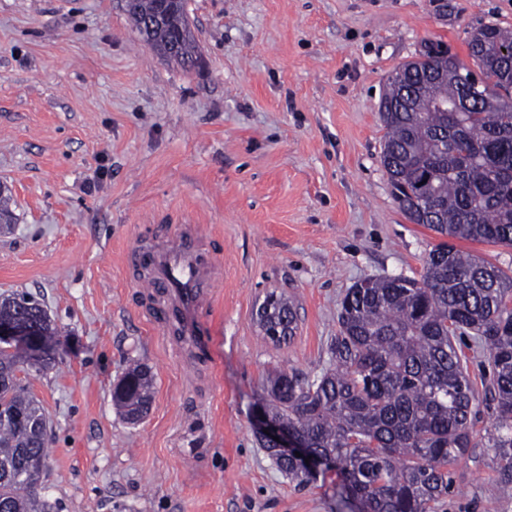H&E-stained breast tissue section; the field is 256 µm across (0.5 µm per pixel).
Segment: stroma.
<instances>
[{
	"instance_id": "stroma-1",
	"label": "stroma",
	"mask_w": 512,
	"mask_h": 512,
	"mask_svg": "<svg viewBox=\"0 0 512 512\" xmlns=\"http://www.w3.org/2000/svg\"><path fill=\"white\" fill-rule=\"evenodd\" d=\"M196 71L144 43L123 0H0V294L54 319L55 366L25 380L51 421L59 512H357L335 472L288 478L259 448L253 411L275 370L330 364L337 308L368 276H420L437 235L411 223L380 164L379 103L425 43L467 58L512 0H188ZM203 225L218 288L186 365L143 314L124 257ZM289 298L277 344L257 311ZM154 400L131 425L112 404L133 362ZM497 465L454 464L434 512H512Z\"/></svg>"
}]
</instances>
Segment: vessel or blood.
I'll return each instance as SVG.
<instances>
[{
	"label": "vessel or blood",
	"mask_w": 512,
	"mask_h": 512,
	"mask_svg": "<svg viewBox=\"0 0 512 512\" xmlns=\"http://www.w3.org/2000/svg\"><path fill=\"white\" fill-rule=\"evenodd\" d=\"M207 236L202 225L182 224L176 232L148 247H135L126 268L137 287L162 295V303L148 309L152 322L175 336L190 365L207 361L210 349L199 333V319L211 304L215 269L203 264Z\"/></svg>",
	"instance_id": "obj_1"
}]
</instances>
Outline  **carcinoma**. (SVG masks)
Returning <instances> with one entry per match:
<instances>
[{
  "mask_svg": "<svg viewBox=\"0 0 512 512\" xmlns=\"http://www.w3.org/2000/svg\"><path fill=\"white\" fill-rule=\"evenodd\" d=\"M126 10L144 40L182 66L198 61L186 0H130ZM472 71L440 43L388 79L380 112V160L394 201L414 224L442 241L420 278L386 276L353 285L340 304L332 365L309 379L281 370L256 407L295 431L326 469L342 478L362 512H432L452 489L449 467L488 448L498 461L496 488L512 493V274L460 250L456 240L512 247V31L476 28ZM266 323L296 315L281 298L264 302ZM35 324L45 343L58 328L23 295L0 296V319ZM470 334L487 351L492 379L484 399L496 420L476 438L479 400L456 340ZM27 344L0 348V512H54L45 482L50 420L18 373L48 369ZM153 398L149 368L135 364L112 388L124 419L145 417ZM279 469L304 481L264 439Z\"/></svg>",
  "mask_w": 512,
  "mask_h": 512,
  "instance_id": "obj_1",
  "label": "carcinoma"
}]
</instances>
